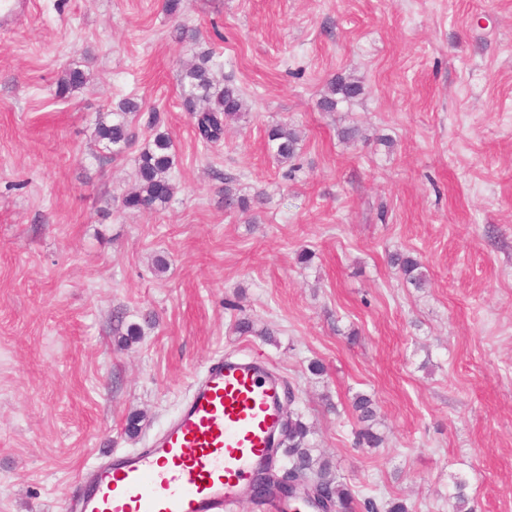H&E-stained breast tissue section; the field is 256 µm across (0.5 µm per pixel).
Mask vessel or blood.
I'll return each instance as SVG.
<instances>
[{
  "label": "vessel or blood",
  "mask_w": 512,
  "mask_h": 512,
  "mask_svg": "<svg viewBox=\"0 0 512 512\" xmlns=\"http://www.w3.org/2000/svg\"><path fill=\"white\" fill-rule=\"evenodd\" d=\"M31 0H0V28ZM282 384L256 358L208 364L178 414L147 447L116 452L72 479L79 512H231L276 458Z\"/></svg>",
  "instance_id": "obj_1"
}]
</instances>
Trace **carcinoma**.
I'll use <instances>...</instances> for the list:
<instances>
[{
  "mask_svg": "<svg viewBox=\"0 0 512 512\" xmlns=\"http://www.w3.org/2000/svg\"><path fill=\"white\" fill-rule=\"evenodd\" d=\"M211 54L201 52L188 64L180 75L184 94V105L194 124L201 143L208 147L224 137V129L231 121L240 120L247 111L246 101L241 90L229 81L220 82L213 74ZM84 72L68 69L60 80V89L66 90L83 85ZM362 81L353 75H338L327 86L318 102L324 112H334L342 103H349L363 94ZM139 105L130 99L121 101L112 112V123H100L96 136L103 149L112 157L120 156L137 139L132 127ZM301 134L290 123L280 121L267 130V144L276 160L286 165L292 162L300 149ZM174 166L172 140L168 133L156 131L152 144L141 150L138 157L139 183L137 188L126 194L122 206L135 211H156L166 205L174 196L176 187L171 179ZM224 203L243 211L251 204H264L263 195L249 199L239 194V188L231 179H224ZM391 263L398 267L404 279L411 285L421 288L426 282L420 260L408 253L396 252L390 256ZM352 407L361 423H368L376 416V402L372 397L359 394ZM311 430L295 413L288 417V425L282 428V435L288 442L283 449V457L288 466L291 480L301 479L312 483L327 493L338 512H351L354 495L346 483L340 480L330 464L318 456H313L308 436ZM366 512H409L406 503L399 500L386 502L378 508L369 500L364 504Z\"/></svg>",
  "mask_w": 512,
  "mask_h": 512,
  "instance_id": "obj_1",
  "label": "carcinoma"
}]
</instances>
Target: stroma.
Listing matches in <instances>:
<instances>
[{
	"label": "stroma",
	"mask_w": 512,
	"mask_h": 512,
	"mask_svg": "<svg viewBox=\"0 0 512 512\" xmlns=\"http://www.w3.org/2000/svg\"><path fill=\"white\" fill-rule=\"evenodd\" d=\"M206 50L248 105L208 148L180 85ZM72 67L88 80L60 92ZM350 72L363 95L320 111ZM125 99L137 144L102 157ZM153 120L176 194L125 210ZM284 120L291 169L267 146ZM228 176L264 195L255 223ZM223 354L269 362L357 501L452 512L462 481L512 512V0H32L0 31V512H64L80 468L143 447ZM359 393L379 447L355 444ZM301 134L288 121H280L267 130V144L276 160L283 165L291 163L300 149ZM240 189L236 187L234 181L232 179L225 178L224 179V203L226 206H234L242 211H248L251 208V203L253 204H264V198L262 194H257L252 202L249 198L244 195L239 194ZM391 263L398 267L404 279L411 285L422 288L426 282V276L421 271L422 263L417 257L409 253L396 252L390 256Z\"/></svg>",
	"instance_id": "35a3bbf8"
}]
</instances>
